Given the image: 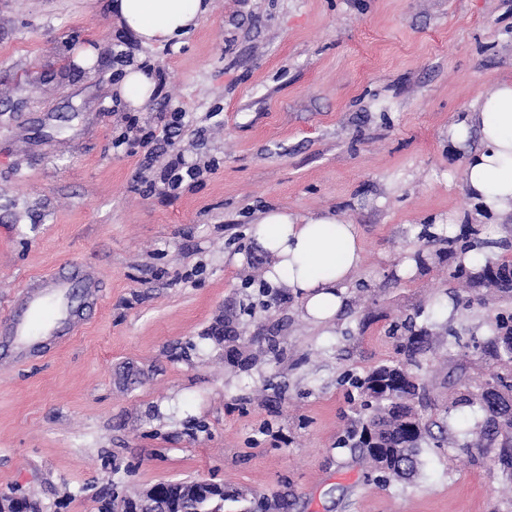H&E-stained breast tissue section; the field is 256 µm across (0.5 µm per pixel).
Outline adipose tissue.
<instances>
[{"label": "adipose tissue", "mask_w": 512, "mask_h": 512, "mask_svg": "<svg viewBox=\"0 0 512 512\" xmlns=\"http://www.w3.org/2000/svg\"><path fill=\"white\" fill-rule=\"evenodd\" d=\"M113 7L145 46L181 35L209 10L206 0H115ZM473 127L482 147L468 163L466 186L478 215L512 213V84L479 97L466 120L449 126L448 137L463 143ZM254 238L269 259L268 280L300 296L307 320L328 324L362 265L355 225L329 213L302 217L271 210L256 222Z\"/></svg>", "instance_id": "1"}]
</instances>
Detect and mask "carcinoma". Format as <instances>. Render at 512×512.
Here are the masks:
<instances>
[{"label": "carcinoma", "instance_id": "obj_1", "mask_svg": "<svg viewBox=\"0 0 512 512\" xmlns=\"http://www.w3.org/2000/svg\"><path fill=\"white\" fill-rule=\"evenodd\" d=\"M508 264H486L474 269L470 282L484 287L512 292L507 273ZM408 335L400 345L404 361L378 365L365 376L352 381L359 390L363 416L358 419L361 430L352 431L347 439L369 458L384 481L413 480L419 473L422 445L432 436L434 422L424 418L413 406L421 389L417 371L420 356L429 348L424 331L406 327ZM486 353L495 359L500 371L480 384L474 392H463L452 407L478 405L483 420L477 425L485 445L501 441L499 458L502 472L512 481V316L498 317L495 336L486 345ZM167 494L181 512H224V486L214 485L210 497L195 493V481L168 482Z\"/></svg>", "mask_w": 512, "mask_h": 512}]
</instances>
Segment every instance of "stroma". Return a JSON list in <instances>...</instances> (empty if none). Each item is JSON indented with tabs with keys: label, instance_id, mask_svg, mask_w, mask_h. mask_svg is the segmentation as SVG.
Instances as JSON below:
<instances>
[{
	"label": "stroma",
	"instance_id": "obj_1",
	"mask_svg": "<svg viewBox=\"0 0 512 512\" xmlns=\"http://www.w3.org/2000/svg\"><path fill=\"white\" fill-rule=\"evenodd\" d=\"M146 47L112 0H0V313L26 282L99 269L104 298L59 348L0 371V492L41 512H102L158 483L223 485L224 512H512L498 448H463L478 407L448 400L497 370L483 346L512 298L449 280L463 236L512 243V214L477 220L472 103L512 83V0H210ZM95 62L80 67L78 49ZM162 78L134 108L128 68ZM182 108L174 152L209 165L177 190L143 137ZM356 225L359 273L328 325L259 287L267 210ZM454 224L459 234L436 231ZM231 315L236 353L209 335ZM431 337L425 414L440 427L418 477L378 481L342 439L350 378L400 360L406 318Z\"/></svg>",
	"mask_w": 512,
	"mask_h": 512
}]
</instances>
